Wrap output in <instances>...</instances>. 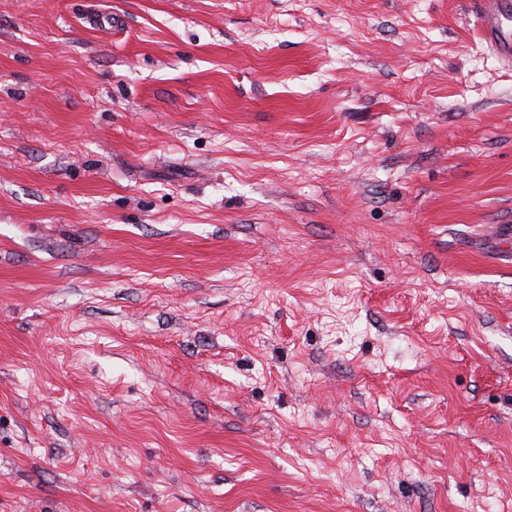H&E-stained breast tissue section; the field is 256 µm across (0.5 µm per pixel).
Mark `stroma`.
I'll return each mask as SVG.
<instances>
[{"label":"stroma","mask_w":512,"mask_h":512,"mask_svg":"<svg viewBox=\"0 0 512 512\" xmlns=\"http://www.w3.org/2000/svg\"><path fill=\"white\" fill-rule=\"evenodd\" d=\"M479 21L0 0V512H512Z\"/></svg>","instance_id":"obj_1"}]
</instances>
